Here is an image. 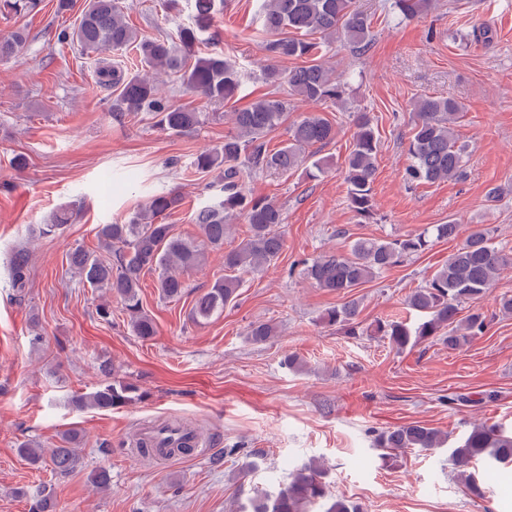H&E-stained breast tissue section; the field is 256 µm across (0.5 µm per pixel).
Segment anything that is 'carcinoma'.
Returning a JSON list of instances; mask_svg holds the SVG:
<instances>
[{
	"label": "carcinoma",
	"instance_id": "carcinoma-1",
	"mask_svg": "<svg viewBox=\"0 0 512 512\" xmlns=\"http://www.w3.org/2000/svg\"><path fill=\"white\" fill-rule=\"evenodd\" d=\"M431 5V0H392V9L405 20L420 16ZM37 6L38 0H0V13L28 14ZM215 11V0H195L191 23L179 27L173 36L152 38L129 26L120 0H86L79 23L60 29L57 40L77 45L81 54L98 62L96 83L115 94L111 103L115 116L146 112L160 128L182 133L200 124L201 113L158 96L157 86L146 76L131 75L123 60L115 57L107 62L102 54L132 52L142 65L172 74L200 98L215 103L229 101L242 87V68L222 53L195 54V46L210 29ZM261 27L270 35L265 51L271 63L264 69L265 80L276 88H286L287 97L268 94L233 112L234 131L224 135L221 144L200 151L191 162L195 172H216L220 177V197L195 210L199 237L183 238L166 223L182 204V196L168 190L152 195L148 205L128 219L98 226V249L107 254L106 258L81 247L68 254L70 278L119 298L131 331L143 340L157 333L139 295L144 272L157 274V288L163 298L177 300L185 293L183 275L204 264L205 250H224V277L196 297L190 312L192 321L201 323L223 312L224 305L236 297L241 287L240 273L258 271L279 259L285 246L278 231L283 223L282 209L272 200L249 195L244 175L294 171L303 165L306 149L336 139V125L316 111L293 120L287 128L288 139L281 146L270 148L267 136L288 119L293 98L316 105L341 101L344 84L322 60L335 43L360 53L367 51L374 40V18L360 10L357 0H263ZM25 43L20 31L0 38V59L19 55ZM284 60H300L302 64L283 69L279 62ZM461 111L462 106L449 97H417L409 164L404 173L408 184H434L465 175L466 146L459 143L454 129ZM354 126L352 147L344 159V181L349 208L365 222L375 212L372 183L379 133L365 112L356 115ZM75 217L71 206L56 209L40 225V235L60 234ZM237 217L244 218L249 234L226 250L224 239L230 221ZM459 233L460 224L450 221L403 238H361L346 256L323 254L303 262L302 274L325 291L348 294L405 258L425 252L433 242L453 241ZM493 234L482 224L474 226L448 256V262L411 292L406 305L419 313V323L411 326L400 318L377 319L370 326L369 336L399 352L429 339L455 350L482 335L490 319L477 303L492 292L501 271L512 266V250L497 246ZM29 262L26 250L16 251L11 260L12 286L18 298L28 282ZM469 302L476 307L461 315L462 304ZM357 316L358 305L349 301L326 309L320 320L327 327L355 336ZM274 335L275 327L268 322H254L248 330L257 344ZM102 372L105 379L92 392L74 396V406L110 410L144 398L136 383L111 374L108 366ZM447 441L448 436L437 429L417 423L380 431L375 437L376 446L385 450L383 458L387 462L396 461L402 449L430 450L443 447ZM81 444L80 434L69 430L48 452L31 442L21 444L18 451L30 462L44 463L64 478L83 463ZM448 461L467 488L480 496L481 488L472 475L466 474V468L476 461L512 463V432L499 425L477 424L448 449ZM315 505L324 506V512H363L354 502L332 497L324 472L313 463L296 469L276 495H256L240 505L238 512H311ZM57 508L54 492L43 489L33 499L30 512H57Z\"/></svg>",
	"mask_w": 512,
	"mask_h": 512
}]
</instances>
